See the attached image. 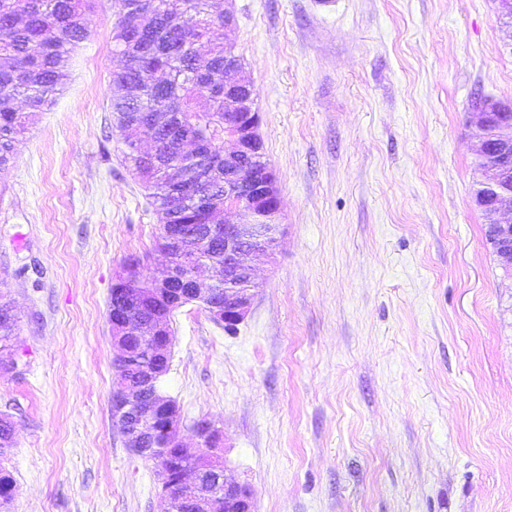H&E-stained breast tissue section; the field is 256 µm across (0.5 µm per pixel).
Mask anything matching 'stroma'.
Wrapping results in <instances>:
<instances>
[{"instance_id": "1", "label": "stroma", "mask_w": 512, "mask_h": 512, "mask_svg": "<svg viewBox=\"0 0 512 512\" xmlns=\"http://www.w3.org/2000/svg\"><path fill=\"white\" fill-rule=\"evenodd\" d=\"M284 228L236 332L173 315L164 395L224 433L256 512H512V272L475 203L467 116L512 102L498 0H212ZM118 0H95L68 81L0 176V297L19 318L0 414L12 512H167L111 418L110 290L165 256L112 127Z\"/></svg>"}]
</instances>
